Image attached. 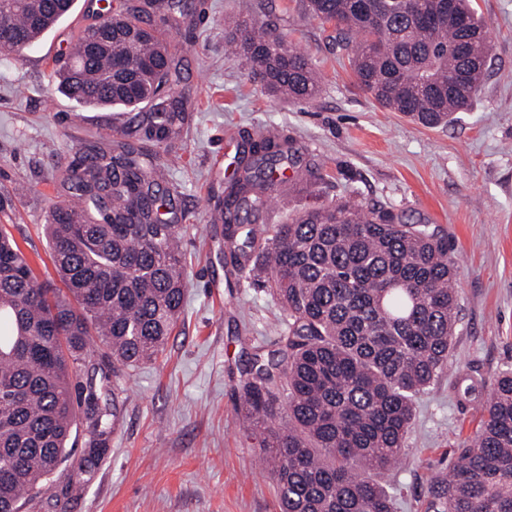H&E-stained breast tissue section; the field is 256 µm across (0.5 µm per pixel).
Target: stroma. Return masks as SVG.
<instances>
[{"label": "stroma", "instance_id": "stroma-1", "mask_svg": "<svg viewBox=\"0 0 512 512\" xmlns=\"http://www.w3.org/2000/svg\"><path fill=\"white\" fill-rule=\"evenodd\" d=\"M489 25L490 56L467 111L425 128L382 109L356 82L332 27L308 17L299 0H194L192 23L171 31L181 62L174 95L188 120L175 145H147L166 170L185 229L188 283L183 312L157 358L114 385L121 424L83 481L61 468L50 489L22 512H278L276 484L259 438L240 420L242 349H271L280 308L259 280L239 278L220 254L215 202L237 163L243 136L276 127L290 136L316 179L283 184L257 228L333 201L395 210L410 224L448 235L457 265L459 320L454 362L417 402L408 450L383 479L394 512H426L433 472L449 467L481 420L482 393L512 366V0H476ZM91 0L21 59L0 58V192L12 233L39 280H56L44 222L66 199L61 172L82 150L116 147L129 121L119 109L87 107L61 95L56 59L92 20ZM242 17L265 23L319 68L322 88L307 103L271 97L243 62L224 53V33Z\"/></svg>", "mask_w": 512, "mask_h": 512}]
</instances>
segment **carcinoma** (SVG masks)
Here are the masks:
<instances>
[{"label": "carcinoma", "mask_w": 512, "mask_h": 512, "mask_svg": "<svg viewBox=\"0 0 512 512\" xmlns=\"http://www.w3.org/2000/svg\"><path fill=\"white\" fill-rule=\"evenodd\" d=\"M336 31L358 83L379 105L418 124L446 125L470 107L489 56L487 24L472 0H300ZM75 0H0V52L20 55L73 10ZM188 0H140L79 30L53 71L62 94L84 106L135 114L143 137L172 139L183 99L167 29ZM268 94L315 99L320 77L304 54L255 20L225 37ZM224 198V252L239 272L268 268L284 318L275 349L249 355L240 416L260 434L286 512H393L372 478L406 451L417 398L448 371L458 314L448 237L406 224L394 210L350 201L306 210L259 232V217L296 165L284 132L247 136ZM163 165L122 143L93 148L67 167L70 200L45 230L62 288L40 282L0 227V512L21 505L69 464L79 477L109 448L120 421L102 402L110 379L163 351L183 308V227ZM110 351L106 371L93 343ZM87 454L67 447L77 420ZM428 512H512V367L493 379L474 444L433 473Z\"/></svg>", "instance_id": "1"}]
</instances>
